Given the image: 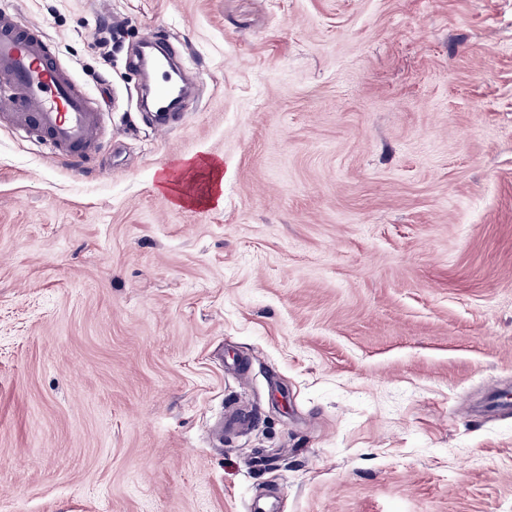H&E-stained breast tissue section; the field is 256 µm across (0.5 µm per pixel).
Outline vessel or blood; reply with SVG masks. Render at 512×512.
Returning <instances> with one entry per match:
<instances>
[{"label":"vessel or blood","instance_id":"obj_1","mask_svg":"<svg viewBox=\"0 0 512 512\" xmlns=\"http://www.w3.org/2000/svg\"><path fill=\"white\" fill-rule=\"evenodd\" d=\"M157 99L173 96L175 70L168 58H156ZM0 79L11 86L0 98V112L18 127L32 126L55 150L86 161L99 152L102 115L93 108L89 94L57 63L43 27L21 26L13 16L0 12Z\"/></svg>","mask_w":512,"mask_h":512}]
</instances>
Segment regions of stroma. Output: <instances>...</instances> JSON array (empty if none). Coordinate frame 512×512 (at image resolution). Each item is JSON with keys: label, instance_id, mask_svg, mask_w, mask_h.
Here are the masks:
<instances>
[{"label": "stroma", "instance_id": "stroma-1", "mask_svg": "<svg viewBox=\"0 0 512 512\" xmlns=\"http://www.w3.org/2000/svg\"><path fill=\"white\" fill-rule=\"evenodd\" d=\"M1 10L104 149L0 119V512L512 504V0ZM147 40L192 80L164 132ZM203 160L223 203H176Z\"/></svg>", "mask_w": 512, "mask_h": 512}]
</instances>
